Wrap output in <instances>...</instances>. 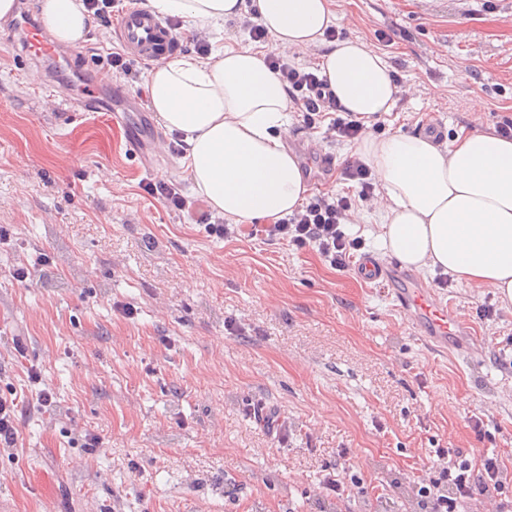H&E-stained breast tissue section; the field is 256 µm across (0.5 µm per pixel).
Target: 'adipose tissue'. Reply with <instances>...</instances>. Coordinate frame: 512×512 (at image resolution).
<instances>
[{"instance_id":"1","label":"adipose tissue","mask_w":512,"mask_h":512,"mask_svg":"<svg viewBox=\"0 0 512 512\" xmlns=\"http://www.w3.org/2000/svg\"><path fill=\"white\" fill-rule=\"evenodd\" d=\"M185 27H218L244 0H149ZM45 26L62 43L90 27L80 0H41ZM258 22L284 50L318 48L317 66L344 111L364 123L393 111L391 66L366 38L326 41L333 0H254ZM149 104L185 150L194 191L231 224H272L305 201L308 187L287 144L292 101L262 52L220 47L207 58H162L147 76ZM370 168L385 206L383 248L404 265L489 288L512 306V139L463 130L444 144L425 135L364 138L353 148Z\"/></svg>"}]
</instances>
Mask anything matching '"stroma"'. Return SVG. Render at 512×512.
Returning a JSON list of instances; mask_svg holds the SVG:
<instances>
[{"mask_svg": "<svg viewBox=\"0 0 512 512\" xmlns=\"http://www.w3.org/2000/svg\"><path fill=\"white\" fill-rule=\"evenodd\" d=\"M335 10L337 38L389 33L381 52L416 87L369 136L420 134L434 113L448 141L512 116V0ZM11 53L0 46V395L20 412L17 448L0 450V512H336L322 481L348 463L368 492L350 491L346 512H430L415 484L440 448L498 457L512 499V309L490 289H440L484 344L443 355L383 288L315 249L247 224L217 239L147 196L141 180L184 179L147 97L119 123L117 101L54 106L44 73ZM289 123L301 167L350 157V144L301 130L297 113ZM21 265L30 280L14 278ZM33 366L53 412L38 404ZM80 428L101 448H83Z\"/></svg>", "mask_w": 512, "mask_h": 512, "instance_id": "1", "label": "stroma"}]
</instances>
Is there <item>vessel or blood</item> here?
Instances as JSON below:
<instances>
[{
	"label": "vessel or blood",
	"instance_id": "b4317fda",
	"mask_svg": "<svg viewBox=\"0 0 512 512\" xmlns=\"http://www.w3.org/2000/svg\"><path fill=\"white\" fill-rule=\"evenodd\" d=\"M119 40L124 49L140 60L153 62L175 51L177 39L171 27L156 18L143 5L128 10L118 25ZM0 36L20 42V54L26 62L47 59L76 62L74 53L59 49L46 32L27 14L15 16L11 26L0 29ZM106 89L96 72H89L79 91L66 84L52 82L49 91L62 104L74 105L87 112L101 111ZM355 268L359 276L370 283H382L388 288L396 310L407 316L417 332L434 349L469 356L478 354L479 338L471 324L463 319L448 302L440 300L432 288L418 281L401 262L380 261L371 254L361 257Z\"/></svg>",
	"mask_w": 512,
	"mask_h": 512
}]
</instances>
